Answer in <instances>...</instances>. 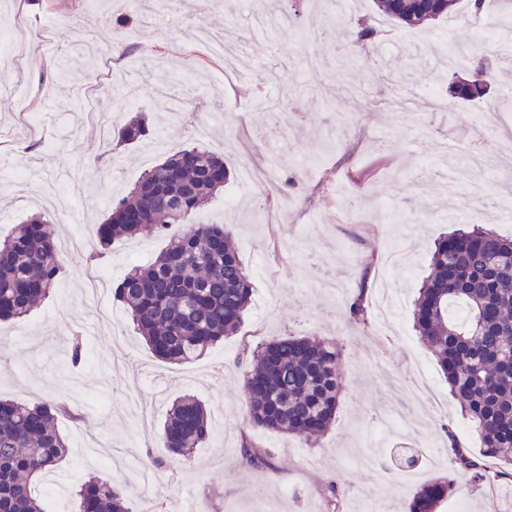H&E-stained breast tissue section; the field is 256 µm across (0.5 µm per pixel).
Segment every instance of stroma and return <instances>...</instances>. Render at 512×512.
I'll use <instances>...</instances> for the list:
<instances>
[{
    "label": "stroma",
    "mask_w": 512,
    "mask_h": 512,
    "mask_svg": "<svg viewBox=\"0 0 512 512\" xmlns=\"http://www.w3.org/2000/svg\"><path fill=\"white\" fill-rule=\"evenodd\" d=\"M312 41L287 24L251 22L244 0H184L159 15L155 0H26L17 8L21 70L0 65V125L14 126L0 150V236L29 211L46 212L58 246L95 237L113 202L168 155L197 146L224 156L223 192L198 212L232 236L252 285L236 335L198 360L174 365L149 350L120 302L107 298L112 327L94 333L84 303L87 267L66 253V275L48 299L18 320L0 321V398L65 403L58 429L68 455L36 487L57 491L55 512H76L71 495L87 475L125 485L133 512H330L329 483L341 512L406 509L416 489L451 470L444 425L480 442L448 395L433 353L411 333L414 301L429 275L435 239L471 221L512 237V167L500 164L498 129H512V46L477 34L462 10L450 23L396 27L373 0H302ZM370 19L377 54L348 61L349 22ZM111 45L117 90L93 109L113 130L144 113L149 135L129 146L100 139L84 113L62 100L87 85L92 68L77 46L85 32ZM162 54H151L152 46ZM495 75L486 111L447 100L427 108L452 76L480 78L478 59ZM290 88L297 111L286 164L275 189L243 186L242 168L264 169L278 136L254 98ZM223 106L205 134L193 116ZM163 236L113 242L107 266L119 283L154 259ZM387 279L399 300L397 325L350 322L346 302L360 286ZM85 338V361L71 365L68 335ZM318 336L341 349L343 389L336 420L314 444L251 425L237 358L244 346L274 338ZM194 395L206 405L212 436L185 457H169L160 434L172 402ZM266 448L272 467L240 464L242 437ZM169 466L143 464L144 454ZM416 456L409 468L400 455Z\"/></svg>",
    "instance_id": "stroma-1"
}]
</instances>
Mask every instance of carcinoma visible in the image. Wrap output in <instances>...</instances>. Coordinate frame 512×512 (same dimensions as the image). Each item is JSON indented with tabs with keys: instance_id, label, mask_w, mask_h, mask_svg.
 I'll use <instances>...</instances> for the list:
<instances>
[{
	"instance_id": "cac0c4a2",
	"label": "carcinoma",
	"mask_w": 512,
	"mask_h": 512,
	"mask_svg": "<svg viewBox=\"0 0 512 512\" xmlns=\"http://www.w3.org/2000/svg\"><path fill=\"white\" fill-rule=\"evenodd\" d=\"M377 11L408 27L439 21L461 0H373ZM275 18H302L288 0H266ZM354 43L375 52V28L357 21ZM148 134L143 115L119 131L118 144H133ZM224 158L188 147L143 174L97 226L98 247L87 256L101 263L112 241L160 234L181 227L174 242L154 261L129 273L115 288L117 301L157 358L183 364L238 331L252 286L224 225L194 224L193 215L224 189ZM512 237L481 224H467L435 243L431 273L423 281L412 328L432 351L461 414L477 431L480 455L464 448L446 430L454 470L475 483L486 481L484 459L499 476L512 475ZM51 222L33 213L0 239V320L33 311L63 280ZM367 272L359 293L348 302L350 320L369 323L365 303ZM340 349L316 337L271 340L246 356L244 392L247 415L257 428L307 441L323 434L336 418L343 380ZM61 407L41 401L22 404L0 399V512H47L35 485L67 456L57 427ZM211 434L201 400L184 396L172 403L160 442L173 456H186ZM240 462L272 466L270 453L245 438ZM455 491L453 476L433 479L413 496L409 512H435ZM79 512H132L116 484L91 478L75 489Z\"/></svg>"
}]
</instances>
